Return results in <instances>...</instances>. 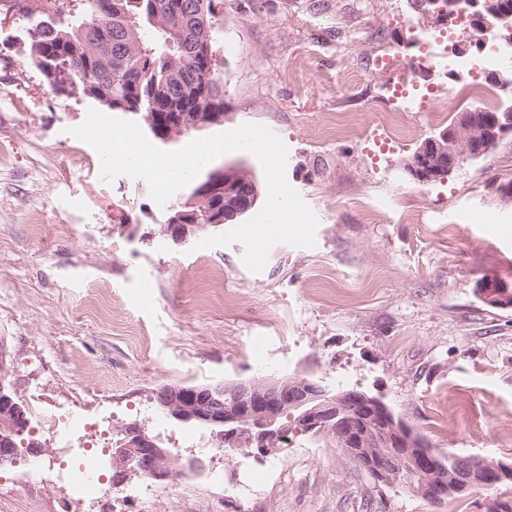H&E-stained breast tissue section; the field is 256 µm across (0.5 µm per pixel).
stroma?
<instances>
[{
  "mask_svg": "<svg viewBox=\"0 0 512 512\" xmlns=\"http://www.w3.org/2000/svg\"><path fill=\"white\" fill-rule=\"evenodd\" d=\"M214 36L224 122L164 148L246 123L282 139L316 244L275 245L258 273L240 244L163 236L166 210L145 180L104 181L95 149L69 133L94 100L57 93L29 58L24 22L0 23V340L43 449L36 479L31 454L0 466V512H487L511 483L433 504L374 483L332 437L292 432L262 459L227 457L209 431L160 411L166 386L298 376L381 398L438 454L512 464V308L478 292L512 286V134L445 181L406 171L474 104L470 86L488 107L507 101L487 65L456 68L447 28L408 0H223ZM396 89L416 109L411 136L391 141L373 117ZM208 269L223 272L228 302L204 288ZM99 285L108 304L93 314L83 305ZM70 408L76 432L55 436ZM131 423L208 468L115 489L110 454ZM92 449L94 502L56 477ZM249 471L259 491L245 500L235 488ZM480 295L495 307H512V289L506 284L496 281H485L479 288Z\"/></svg>",
  "mask_w": 512,
  "mask_h": 512,
  "instance_id": "35a3bbf8",
  "label": "stroma"
}]
</instances>
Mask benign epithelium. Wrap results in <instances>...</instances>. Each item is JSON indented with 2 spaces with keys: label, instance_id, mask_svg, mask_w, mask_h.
Returning a JSON list of instances; mask_svg holds the SVG:
<instances>
[{
  "label": "benign epithelium",
  "instance_id": "benign-epithelium-1",
  "mask_svg": "<svg viewBox=\"0 0 512 512\" xmlns=\"http://www.w3.org/2000/svg\"><path fill=\"white\" fill-rule=\"evenodd\" d=\"M441 0H410L414 11L440 26L456 23L457 11L440 6ZM473 12L468 21L471 37L453 44L459 55L475 54L493 38L512 46V6L506 0H470ZM479 108L461 113L454 125L426 139L407 166L410 176L422 183L446 179L467 158L487 154L492 144L512 133V104L497 111L485 122L479 136L474 125ZM163 120L166 132L159 140L176 138L224 121L222 112H167L148 114L147 126ZM250 180L247 170L225 165L196 181L187 198L170 206L161 232L177 245H186L201 231L219 229L250 211L257 192H245ZM480 295L495 307H512V288L496 281H485ZM13 357L0 346V461L10 462L17 451L14 438L22 434L17 422L24 408L14 398ZM216 389L175 387L160 408L178 423H192L215 434L225 446L245 447L256 456H265L288 437V430L299 434H335L336 447L344 449L355 464L368 469L386 484L398 482L404 472L413 475L405 483L409 490L426 494L435 489L442 497L474 484L492 487L512 479V465L461 459L452 467L420 436L415 434L379 398L358 390L333 392L305 378L252 380L224 386V404L209 406ZM126 439L115 442L112 466L131 480L147 477L163 482L176 473L175 457L139 425L129 427Z\"/></svg>",
  "mask_w": 512,
  "mask_h": 512
}]
</instances>
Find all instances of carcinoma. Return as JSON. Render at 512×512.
Segmentation results:
<instances>
[{
    "mask_svg": "<svg viewBox=\"0 0 512 512\" xmlns=\"http://www.w3.org/2000/svg\"><path fill=\"white\" fill-rule=\"evenodd\" d=\"M66 9L51 2L54 17L30 13L26 0H0V11L34 21L28 28V54L61 93L56 71L67 68L72 91L95 100L105 111L144 116L148 112H222L224 86L212 59L196 52L190 25L156 19L201 9L208 26L217 22L219 0H74ZM66 18L63 25L56 19ZM110 51L94 55L96 43Z\"/></svg>",
    "mask_w": 512,
    "mask_h": 512,
    "instance_id": "carcinoma-1",
    "label": "carcinoma"
}]
</instances>
